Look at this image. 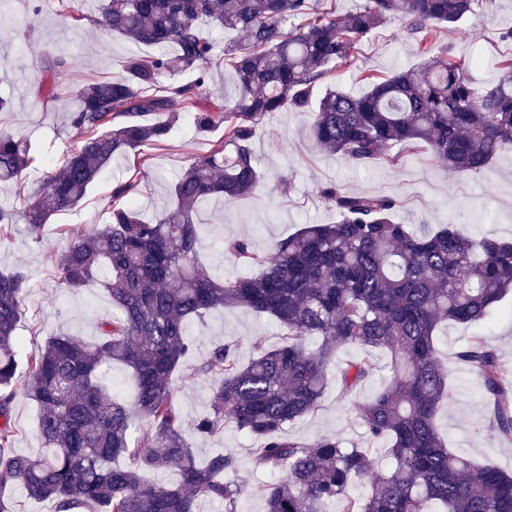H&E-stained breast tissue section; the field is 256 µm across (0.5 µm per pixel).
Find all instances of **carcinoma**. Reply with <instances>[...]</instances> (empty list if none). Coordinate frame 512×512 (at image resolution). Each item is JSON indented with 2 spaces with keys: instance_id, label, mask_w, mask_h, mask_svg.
Listing matches in <instances>:
<instances>
[{
  "instance_id": "1",
  "label": "carcinoma",
  "mask_w": 512,
  "mask_h": 512,
  "mask_svg": "<svg viewBox=\"0 0 512 512\" xmlns=\"http://www.w3.org/2000/svg\"><path fill=\"white\" fill-rule=\"evenodd\" d=\"M321 0H100V30L158 53L128 58L117 76L94 77L77 88L72 124L80 146L58 173L24 195L22 218L37 231L77 205L112 158L165 143L179 101L195 125H224V142L190 164L171 187L174 205L154 222L131 200V180L112 188L107 223L74 232L57 258L62 283L79 290L98 283L113 312L97 339L52 335L19 372V327L31 284L21 270L0 272V474L26 498L51 502L55 512H201L206 502L238 512L246 494L265 512H512V472L455 454L441 438L436 415L453 402L436 344L446 322L484 321L512 292V243L474 238L455 224L422 234L395 220L398 200L351 194L334 184L319 193L338 219L307 224L266 250L230 240L224 251L257 272L233 280L205 273L197 260L199 207L218 198L235 204L260 179L252 149L256 128L273 112L303 110L314 89L336 71H350L358 47L390 20L427 42L483 6V0H362L345 15ZM213 24L241 34L224 44L236 93L203 97ZM419 66L385 78L362 76L368 89H328L312 112L314 144L358 163H401L403 153L427 149L457 172L478 173L512 145V58L483 88L466 66L432 47ZM193 72L192 82L178 77ZM29 144L0 134V182L24 185ZM226 307L275 320L283 341L258 348L246 364L236 344L215 345L197 367L214 382L207 411L194 425L200 438L231 424L258 440L252 464L279 474L253 489L233 479L237 457L196 460L173 404V376L194 349L191 324ZM385 349L392 374L360 406L373 442L392 461L376 473L365 448L332 437L311 444L285 426L313 415L328 384L337 347ZM456 358L471 366L492 404L495 431L512 438V391L500 378L496 350L470 337ZM120 364L134 387L131 402L108 384ZM377 369L370 355L346 365L340 395H353ZM38 409L40 451L13 448L12 404L18 389ZM174 472L153 482L149 473ZM376 474L355 498L356 479Z\"/></svg>"
}]
</instances>
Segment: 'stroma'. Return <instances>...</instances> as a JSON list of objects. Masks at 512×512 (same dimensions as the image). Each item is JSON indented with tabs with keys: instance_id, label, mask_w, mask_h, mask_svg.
<instances>
[{
	"instance_id": "1",
	"label": "stroma",
	"mask_w": 512,
	"mask_h": 512,
	"mask_svg": "<svg viewBox=\"0 0 512 512\" xmlns=\"http://www.w3.org/2000/svg\"><path fill=\"white\" fill-rule=\"evenodd\" d=\"M32 0H10L7 22L0 23V90L10 99L8 110L0 112V132L24 136L34 157L25 175L29 185H38L46 175L55 173L65 154L80 140L71 124L79 107L76 89L93 76L120 74L130 57L149 54V47L130 40L100 33L92 19L98 0H83L81 26L60 13L57 0H42L40 14H33ZM512 27V0H486L476 17L444 33L435 45L449 57L468 63V76L475 87L498 73L500 60L512 57V41L501 34ZM420 44L407 33L403 22L389 21L362 44L356 66L379 77L421 61ZM66 58V68L50 75L49 60ZM55 84L57 94L46 101L45 86ZM309 112L284 111L270 115L253 139L252 149L263 179L250 199L233 205L212 201L198 215L203 268L227 279L243 269L225 255V240L238 238L262 251L279 239L295 233L305 224H326L337 219L333 205L319 188L333 183L350 193L391 196L399 200L398 221L430 232L443 224H456L474 237L493 236L512 239V146L504 147L493 162L479 173L448 170L432 153L424 151L405 157L397 167L379 161L360 164L324 151L308 138ZM223 126L202 131L196 128L190 113H181L166 146L149 149V161L127 153L113 158L111 165L74 208L57 213L50 224L31 232L20 213L24 200L15 185H0V207L12 210V225H0V269L24 270L32 289L26 300V318L19 334L21 354H28L56 333H69L94 340L98 322L112 312L106 290L92 285L77 291L62 283L56 256L66 244L63 229L89 231L104 224L112 208V186L125 180L134 169H141L136 188L140 213L153 219L169 208L172 180L194 159L207 153L214 142L223 139ZM473 326L447 323L437 331L442 360L448 371V384L457 395L452 404L437 414L440 434L449 448L480 464L512 470V439L496 434L489 417L482 386L473 370L454 359V352L472 335ZM507 379L512 380V296L505 297L492 310L486 327ZM196 350L181 365L174 378L173 402L184 430H191L204 413L210 398V384L196 373L199 361L218 342L237 344L240 362H248L259 344H276L279 328L269 318L244 308H231L207 314L191 327ZM361 349L338 347L329 368V381L319 411L288 425L286 433L305 443L328 435L344 445L357 444L370 450L379 467L387 462L380 444L370 442L359 418V407L382 386L387 352L372 351L379 370L349 397H341L338 378L343 366L361 356ZM37 407L24 395L14 402V446L17 452H37ZM198 457L221 449L239 461L237 476L248 487L273 482L270 473L254 471L251 450L254 441L234 427L221 433L191 440Z\"/></svg>"
}]
</instances>
